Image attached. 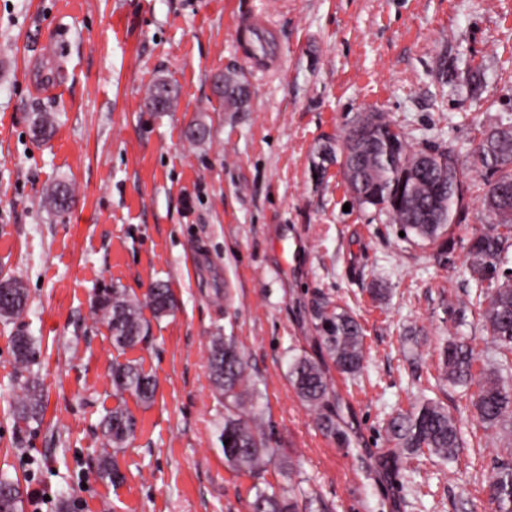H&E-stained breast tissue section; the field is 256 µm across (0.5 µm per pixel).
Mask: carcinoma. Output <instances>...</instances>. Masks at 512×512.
Here are the masks:
<instances>
[{
	"mask_svg": "<svg viewBox=\"0 0 512 512\" xmlns=\"http://www.w3.org/2000/svg\"><path fill=\"white\" fill-rule=\"evenodd\" d=\"M225 111L236 112L250 99L244 75L231 72L224 76V89L218 92ZM53 116L38 112L33 122L34 136L51 137ZM321 160L340 158L344 183L356 203L372 206L388 220L400 226L404 238L422 246L454 249L452 227L459 222L470 189L471 172L459 162L453 151L433 146L412 148L405 133L381 112H362L336 136V145L318 150ZM477 164L491 174L482 196L483 207L498 218L494 224L474 229L466 243V258L471 279L478 291V309L484 326L497 343L501 369L476 378L473 374V350L464 339L448 342L440 353L438 384L470 387L471 403L477 419L487 425L499 423L512 411V384L501 371L512 368V126L498 127L487 134L474 151ZM57 213L68 211L71 188L57 184L47 196ZM0 319L19 317L28 305L23 285L12 278L0 280ZM146 304L154 317L170 311L169 288L156 284L147 294ZM95 313L108 326L112 345L118 351L135 346L148 329L139 301L119 288H106L97 295ZM317 328L327 354L343 375L361 373L365 360L364 328L354 315L340 307H317ZM14 355L28 367L38 361L34 337L24 331L13 336ZM209 367L215 390L224 398V430L221 440L224 461L255 476L274 463L276 451L267 446L266 434L257 420L260 392L247 374L248 365L235 343L227 336L212 338ZM289 380L298 397L316 411L319 424L339 441L345 434L336 424L330 402L332 391L322 366L301 356L294 359ZM112 392L118 404L101 422L104 447L112 448L99 459L97 474L103 480H122L114 456L136 430V420L124 404L129 394L142 403L153 400L156 383L141 366L131 361H112ZM16 418L26 424L40 421L43 414V387L38 378L22 384V396L15 407ZM387 441L410 457L424 454L444 462L455 461L462 448L458 422L448 407L437 399L410 404V408L391 416L386 424ZM253 512H299L293 490L284 491L269 484L254 486ZM491 498L496 512H512V465L499 467L489 478ZM0 512H21V500L13 483L0 477Z\"/></svg>",
	"mask_w": 512,
	"mask_h": 512,
	"instance_id": "cac0c4a2",
	"label": "carcinoma"
}]
</instances>
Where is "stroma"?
Masks as SVG:
<instances>
[{
	"mask_svg": "<svg viewBox=\"0 0 512 512\" xmlns=\"http://www.w3.org/2000/svg\"><path fill=\"white\" fill-rule=\"evenodd\" d=\"M275 33L276 72L252 68L237 32L253 13ZM246 76L248 111L228 112L213 78ZM172 111L146 99L157 79ZM386 113L415 148L442 145L471 165L484 133L512 126V0H0V278L21 280L26 311L0 320V475L22 512H251L256 483H300L299 512H495L488 480L512 464V417L483 426L470 390L436 384L439 354L466 337L475 371L497 345L471 304L472 227L490 223L482 182L468 195L453 250L400 237L385 214L352 204L338 165L313 163L357 113ZM38 112L55 131L35 141ZM206 142L188 141L195 121ZM67 181L60 215L41 200ZM173 295L124 357L156 380L153 403L128 399L137 430L96 474L112 410L110 332L96 295ZM351 310L365 329L357 378L340 375L315 307ZM36 336L41 423L17 421L26 377L12 351ZM233 337L261 393L279 464L261 476L224 462V402L208 368L212 337ZM322 362L333 381L339 443L288 380L292 361ZM458 417L452 464L407 459L385 423L416 398Z\"/></svg>",
	"mask_w": 512,
	"mask_h": 512,
	"instance_id": "1",
	"label": "stroma"
}]
</instances>
